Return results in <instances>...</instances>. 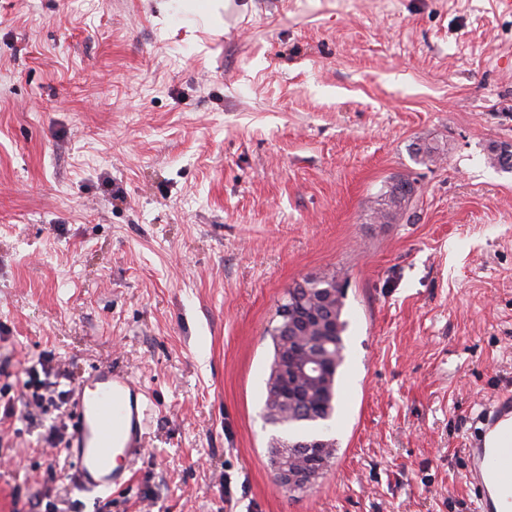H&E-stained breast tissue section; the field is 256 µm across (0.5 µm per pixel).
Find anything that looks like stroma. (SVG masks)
Returning a JSON list of instances; mask_svg holds the SVG:
<instances>
[{
	"instance_id": "35a3bbf8",
	"label": "stroma",
	"mask_w": 512,
	"mask_h": 512,
	"mask_svg": "<svg viewBox=\"0 0 512 512\" xmlns=\"http://www.w3.org/2000/svg\"><path fill=\"white\" fill-rule=\"evenodd\" d=\"M0 0V512H475L465 450L512 395V12L498 0ZM439 144L422 164L418 145ZM415 180L387 224L375 202ZM345 285L337 456L277 486L268 331ZM153 412L92 496L28 369L98 365ZM159 8L162 12H167L171 8L169 2L183 1L191 2L189 9L192 13L199 15L200 17L216 22L219 20V9L223 7V1L221 0H161Z\"/></svg>"
}]
</instances>
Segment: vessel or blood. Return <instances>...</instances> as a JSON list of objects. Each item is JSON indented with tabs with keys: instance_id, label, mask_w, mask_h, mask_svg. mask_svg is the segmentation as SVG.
<instances>
[{
	"instance_id": "vessel-or-blood-1",
	"label": "vessel or blood",
	"mask_w": 512,
	"mask_h": 512,
	"mask_svg": "<svg viewBox=\"0 0 512 512\" xmlns=\"http://www.w3.org/2000/svg\"><path fill=\"white\" fill-rule=\"evenodd\" d=\"M72 434L64 450L76 467L78 482L89 493L120 490L129 482L132 462L144 452L151 415L142 385L109 365L93 368L71 399ZM512 398L485 418L474 448L468 449L467 479L479 512H498L501 496L512 499Z\"/></svg>"
}]
</instances>
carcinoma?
<instances>
[{
    "label": "carcinoma",
    "instance_id": "cac0c4a2",
    "mask_svg": "<svg viewBox=\"0 0 512 512\" xmlns=\"http://www.w3.org/2000/svg\"><path fill=\"white\" fill-rule=\"evenodd\" d=\"M416 192L415 182L407 178L400 179V198L398 199L393 197V186H388L380 209L382 217L392 219L403 212ZM295 300L303 301V308L305 309L317 307L331 315L336 321V338L322 351V361L326 366L328 377L310 385L311 393L307 398V404H305L306 416L297 420L295 415L289 413L287 407L272 400V393L281 385V375L277 366L279 359L288 351V338L279 335L275 329L271 330L273 359L270 365L269 377L266 380L267 398L265 399V408L267 417L272 423L292 426L327 421L332 418L335 410L337 374L344 361L343 334L347 329V321L342 318L345 293L336 277H315L305 279L301 284H295V287L288 289L284 303L291 304ZM280 447L285 449L288 464L303 470L318 467L326 472L336 459L337 453L336 442L333 440L328 441L324 447L317 450L314 448L307 450L295 447L293 441L288 444H281L279 439L274 438L269 445L270 453L276 454Z\"/></svg>",
    "mask_w": 512,
    "mask_h": 512
}]
</instances>
